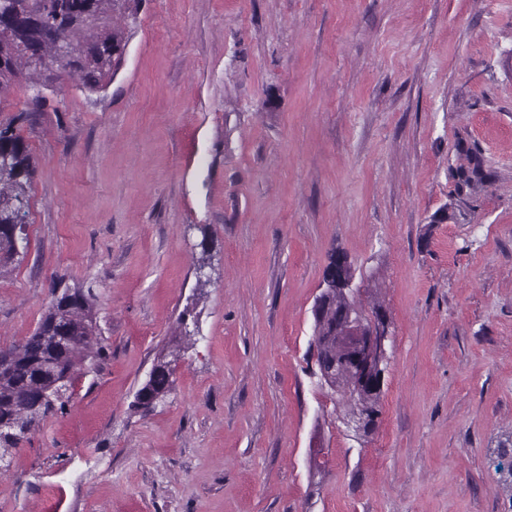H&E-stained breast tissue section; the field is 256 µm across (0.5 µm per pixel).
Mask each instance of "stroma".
<instances>
[{
	"label": "stroma",
	"instance_id": "1",
	"mask_svg": "<svg viewBox=\"0 0 512 512\" xmlns=\"http://www.w3.org/2000/svg\"><path fill=\"white\" fill-rule=\"evenodd\" d=\"M126 33L104 96L68 78L19 124L0 348L70 287L105 354L0 471V512L51 486L60 512H512V0H143ZM335 250L392 319L362 444L311 374ZM0 272L24 254L23 224L28 212L36 159L11 124H0ZM17 228V231L15 232ZM21 242H24L22 247ZM171 368L169 362H160L151 371L148 379L138 389L136 399L138 405L145 409L152 405L153 401H163L170 387Z\"/></svg>",
	"mask_w": 512,
	"mask_h": 512
}]
</instances>
